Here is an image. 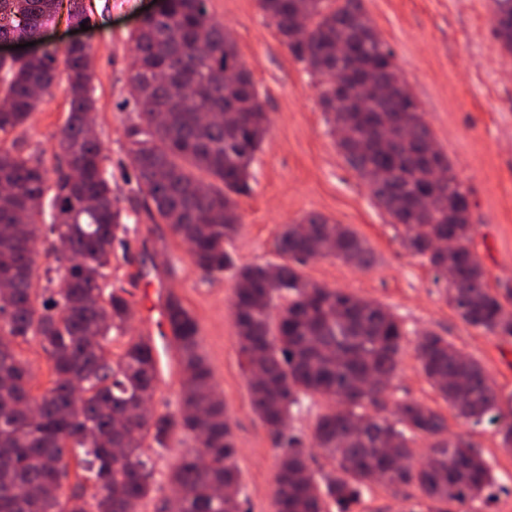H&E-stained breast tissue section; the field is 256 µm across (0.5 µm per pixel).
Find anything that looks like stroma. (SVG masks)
I'll list each match as a JSON object with an SVG mask.
<instances>
[{
  "label": "stroma",
  "instance_id": "35a3bbf8",
  "mask_svg": "<svg viewBox=\"0 0 512 512\" xmlns=\"http://www.w3.org/2000/svg\"><path fill=\"white\" fill-rule=\"evenodd\" d=\"M366 14L395 53L398 71L417 99L443 151L471 201L472 245L487 270L490 288L512 285V53L494 35L493 0H363ZM211 18L235 41L270 125L253 165L248 192L236 198L241 229L231 246L238 264L276 262L275 240L283 225L315 212L344 224L365 239L375 263L367 270L335 258L302 266L310 282L336 288L389 307L406 331L405 350L392 392L439 411L448 432L469 438L502 479L512 478V454L504 452L490 428L457 419L421 370L414 355L425 332L445 336L464 354L478 359L502 397L512 396V341H503L466 324L433 283L421 258L399 244L394 221L379 208L364 182L346 164L325 120L318 83L282 42L274 22L258 0H207ZM154 0H87L91 24L70 31L65 20L47 27L46 40L64 47L81 40L93 49L94 131L107 157L112 187L131 216L130 263L112 266V278L133 295L129 335L141 333L147 295L155 283L178 295L199 322L202 350L215 376L216 390L231 417L246 512H275L273 479L277 453L250 403L241 367L238 337L231 315L233 280L205 277L185 244L167 224L150 221L134 188L126 157L124 127L135 115L124 75L129 34ZM67 76L58 71L49 95L12 137L40 154L46 167L63 163L59 148L69 98ZM155 249L168 271L157 274L145 255ZM159 381L152 399L157 412H175L180 374L169 371L165 339H157ZM180 435L168 447L151 449L154 491L138 512H160L172 495L168 474L177 457L194 448ZM418 500L414 488L393 493L373 486L352 512H410Z\"/></svg>",
  "mask_w": 512,
  "mask_h": 512
}]
</instances>
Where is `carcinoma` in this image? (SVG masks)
<instances>
[{"instance_id":"obj_1","label":"carcinoma","mask_w":512,"mask_h":512,"mask_svg":"<svg viewBox=\"0 0 512 512\" xmlns=\"http://www.w3.org/2000/svg\"><path fill=\"white\" fill-rule=\"evenodd\" d=\"M291 54L320 78V103L346 163L396 222L401 247L426 260L434 283L467 324L512 338V288L487 283L471 247L470 211H448L466 198L436 147L420 105L401 81L392 49L369 27L362 0H259ZM90 24L79 0H0V39L41 41L60 11ZM494 33L512 53V0H494ZM125 89L138 115L126 125V153L143 208L168 224L206 277L232 274L237 328L254 412L278 453L276 512H351L372 485L415 488L427 512L491 506L499 485L490 463L446 419L416 400L395 399L406 330L386 306L306 280L300 267L333 256L366 269L372 255L349 227L309 214L286 224L279 261L240 266L230 251L239 235L234 196L249 189L251 166L269 127L253 81L206 0H161L129 35ZM380 67L378 90L363 89L360 69ZM67 71L69 112L59 146L66 162L45 167L39 155L0 148V512H137L154 486L149 448L180 433L200 448L182 454L169 481L178 512H243L238 448L231 418L201 350L199 326L169 295L170 338L181 373L178 413L138 412L151 402L157 358L151 341L130 336L112 358V334L123 335L130 292L112 284L115 249L131 252L127 212L112 190L101 142L89 133L92 51L87 45L0 58V134L23 126L58 66ZM62 243L56 266L41 269L37 240ZM457 247L442 253L438 240ZM453 269V281L443 274ZM58 287H53L54 281ZM37 342L53 373L51 388L31 393L32 371L14 345ZM425 376L456 417L486 424L512 452V399L502 401L481 364L434 332L414 349ZM328 403L311 432L290 425L304 400ZM418 439L430 441L426 456ZM391 443L396 455L385 453ZM126 449L113 461L112 449ZM332 470L316 475L310 449ZM93 492L64 491L70 461ZM233 485L236 496L219 495Z\"/></svg>"}]
</instances>
